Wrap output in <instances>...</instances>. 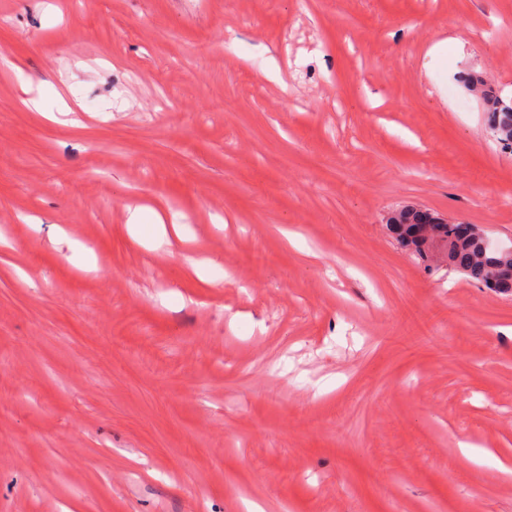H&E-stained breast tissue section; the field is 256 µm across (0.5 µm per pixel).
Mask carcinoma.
I'll return each mask as SVG.
<instances>
[{
    "label": "carcinoma",
    "mask_w": 512,
    "mask_h": 512,
    "mask_svg": "<svg viewBox=\"0 0 512 512\" xmlns=\"http://www.w3.org/2000/svg\"><path fill=\"white\" fill-rule=\"evenodd\" d=\"M471 88L483 97L493 137L512 149V99L504 100L482 78L473 79ZM386 225L398 243L419 259L427 260L439 247L448 258V268L499 294H512V251L492 250L480 230L462 231L460 225L415 206L394 212Z\"/></svg>",
    "instance_id": "carcinoma-1"
}]
</instances>
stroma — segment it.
<instances>
[{"label":"stroma","mask_w":512,"mask_h":512,"mask_svg":"<svg viewBox=\"0 0 512 512\" xmlns=\"http://www.w3.org/2000/svg\"><path fill=\"white\" fill-rule=\"evenodd\" d=\"M308 2L0 0V512H512V0ZM470 85L483 97L493 137L506 149H512V99L504 100L482 78L473 79ZM418 224H430L433 237L411 238L412 226ZM386 225L398 243L419 259L428 260L432 249L439 247L451 270L485 288H494L496 293L512 294V251H493L487 244L490 240L479 229L471 230V224L459 231L461 224H451L427 209L405 206L394 212Z\"/></svg>","instance_id":"35a3bbf8"}]
</instances>
